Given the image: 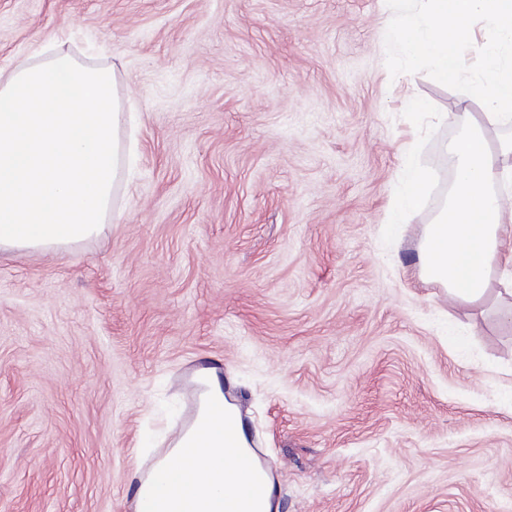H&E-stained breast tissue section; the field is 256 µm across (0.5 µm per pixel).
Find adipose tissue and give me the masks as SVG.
Instances as JSON below:
<instances>
[{
    "label": "adipose tissue",
    "instance_id": "obj_1",
    "mask_svg": "<svg viewBox=\"0 0 512 512\" xmlns=\"http://www.w3.org/2000/svg\"><path fill=\"white\" fill-rule=\"evenodd\" d=\"M412 8L390 16L387 27L404 58L431 59L440 79L463 87L460 106L477 101L479 120L456 138L450 150L458 160L448 210L428 225L418 251L421 275L448 291L450 303L477 305L489 293L507 302L512 319V140L491 154L488 129L512 124V0H412ZM489 19L482 39H474L471 20ZM482 60L466 74L465 52ZM427 174L408 162L388 209L400 223L416 207ZM208 406L176 445L172 460L160 462L146 506L136 512H272L273 488L263 477L254 489L242 470L232 441L242 440L236 405L227 403L215 373L204 371Z\"/></svg>",
    "mask_w": 512,
    "mask_h": 512
}]
</instances>
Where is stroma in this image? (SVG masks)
Here are the masks:
<instances>
[{"instance_id": "stroma-1", "label": "stroma", "mask_w": 512, "mask_h": 512, "mask_svg": "<svg viewBox=\"0 0 512 512\" xmlns=\"http://www.w3.org/2000/svg\"><path fill=\"white\" fill-rule=\"evenodd\" d=\"M403 0H0V71L113 69L112 221L0 251V512H132L215 369L278 512H512V325L420 278L460 89ZM429 117L416 119L411 104ZM430 176L394 234L405 153Z\"/></svg>"}]
</instances>
